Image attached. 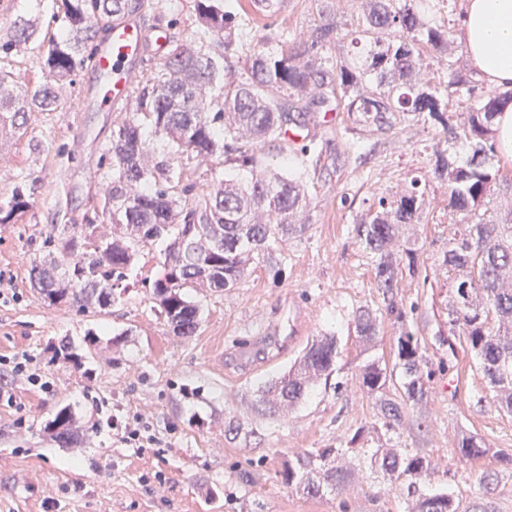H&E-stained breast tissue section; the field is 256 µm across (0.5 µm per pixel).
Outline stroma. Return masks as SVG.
Segmentation results:
<instances>
[{"mask_svg":"<svg viewBox=\"0 0 512 512\" xmlns=\"http://www.w3.org/2000/svg\"><path fill=\"white\" fill-rule=\"evenodd\" d=\"M135 16L146 29L169 28L188 40L196 26L195 0H144ZM354 0H287L272 16L255 15L252 39L283 30L304 32L321 13L349 15ZM88 70L77 71L50 112H34L23 135L0 141V202L20 181L35 182L32 206L15 224H0V269L11 272V298L0 301V512H408L405 494L356 470L345 490L317 497L291 491L281 471L304 450L379 443L429 459L432 469L417 491L452 492L463 503L486 500L480 481L496 473L493 512H512V416L499 411L461 326L451 323L448 296L454 275L441 266L453 231L448 188L425 179L437 135L423 123L396 134L364 137L352 149L343 106L335 118H318L305 137L327 143L309 166L312 225L282 250L278 271L261 267L238 288L200 295L198 332L180 337L157 319L147 283L162 273L163 242L143 248L114 302L95 312L52 305L30 282L34 261L50 238L83 224L99 206L112 131L129 105L112 112H83ZM42 143L32 152L30 139ZM417 184L424 198L421 221L410 235L417 271L400 296L405 326L385 315L374 288L371 260L353 228L379 197ZM296 305L300 333L286 350H257L240 360L235 342L277 328ZM380 311V332L363 345L354 313ZM418 340L429 372L428 399L409 408L400 427L386 430L375 398L359 384L366 361L394 363L401 328ZM335 334L338 357L329 378L288 416L273 420L250 405L257 386L284 371L308 343ZM68 352H61L60 344ZM26 359L27 371L13 362ZM39 375L48 388L30 380ZM69 409L78 432L70 444L48 431ZM149 423L155 443L121 442L113 423L135 417ZM238 419L259 439L224 435ZM481 439L483 455L465 460L461 436Z\"/></svg>","mask_w":512,"mask_h":512,"instance_id":"stroma-1","label":"stroma"}]
</instances>
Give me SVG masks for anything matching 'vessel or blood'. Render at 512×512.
I'll list each match as a JSON object with an SVG mask.
<instances>
[{
	"label": "vessel or blood",
	"instance_id": "1",
	"mask_svg": "<svg viewBox=\"0 0 512 512\" xmlns=\"http://www.w3.org/2000/svg\"><path fill=\"white\" fill-rule=\"evenodd\" d=\"M150 40L164 44L163 30L158 28L154 33H147L138 20L129 17L114 21L109 34L97 44L89 61L95 79L82 91L84 110L109 112L129 101L135 73L143 62L145 46ZM291 341V336L285 334L268 336L261 342L250 336L239 340L237 351L244 356L260 345L277 349L288 346Z\"/></svg>",
	"mask_w": 512,
	"mask_h": 512
}]
</instances>
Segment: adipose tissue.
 <instances>
[{
	"label": "adipose tissue",
	"instance_id": "obj_1",
	"mask_svg": "<svg viewBox=\"0 0 512 512\" xmlns=\"http://www.w3.org/2000/svg\"><path fill=\"white\" fill-rule=\"evenodd\" d=\"M462 28L471 65L493 87L512 90V0H466Z\"/></svg>",
	"mask_w": 512,
	"mask_h": 512
}]
</instances>
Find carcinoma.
<instances>
[{
	"label": "carcinoma",
	"mask_w": 512,
	"mask_h": 512,
	"mask_svg": "<svg viewBox=\"0 0 512 512\" xmlns=\"http://www.w3.org/2000/svg\"><path fill=\"white\" fill-rule=\"evenodd\" d=\"M57 34L41 39L38 18H20L0 39V134L27 129L30 113L57 106L59 86L86 67L91 50L112 20L143 7L142 0H61ZM423 0H360L350 26L352 42L364 56L348 59L328 53L344 23L325 16L308 33L283 31L280 47L249 42L250 20L225 0H196L197 25L189 44L173 46L162 68L138 81L133 112L112 132L107 149L108 191L87 224L68 229L54 253L32 266L31 280L49 304L69 303L82 310L105 307L129 276L140 249L166 241L163 274L152 281L153 298L164 324L178 336L195 334L200 305L189 292L230 291L260 266L278 265V247L303 237L311 224V194L306 184L307 156L320 147L310 141L292 147L283 129L315 123L317 108L336 99L345 104L351 131L363 137L396 133L399 126L423 122L439 129L448 147H433L428 176L448 183V209L458 228L448 240L442 266L455 273L448 300L453 322L463 327L479 369L495 393L498 407L512 413V216L502 221L482 212L500 178L493 167L494 119L512 102V92H475L469 79L447 67V80L424 81L433 53L466 50L454 27H431L420 17ZM224 35L222 50L211 38ZM37 51L43 81L21 89L9 60ZM466 142L470 161L457 164L453 146ZM296 154L286 174L257 173L265 149ZM212 164L213 185L196 191L183 178L186 167ZM35 186L18 183L0 205V224H15L30 207ZM423 199L406 189L398 199L378 198L355 225L360 244L372 258L375 288L386 310L403 322L396 297L404 278L415 274L408 228L421 217ZM112 225V238L92 242L97 221ZM469 288H464V285ZM359 340L379 333L377 312L362 306L355 314ZM336 336H320L288 371L257 386L254 404L272 418L295 410L323 377L336 367ZM396 358L402 381L387 391V367L366 363L362 387L376 397L386 429L399 426L410 406L427 397L417 339L401 327ZM57 442L71 438V413L59 410L51 423ZM461 457L481 455L475 437L458 441ZM367 454L370 470L394 484L407 478L409 512H464L446 492L416 494L431 463L399 448H331L298 452L282 474L295 492L316 497L346 487L352 459ZM338 461L330 467L327 458ZM488 501L469 512H493L489 498L497 484L481 477Z\"/></svg>",
	"instance_id": "obj_1"
}]
</instances>
